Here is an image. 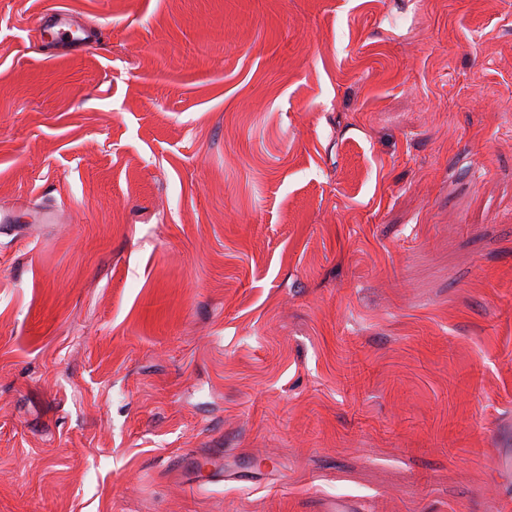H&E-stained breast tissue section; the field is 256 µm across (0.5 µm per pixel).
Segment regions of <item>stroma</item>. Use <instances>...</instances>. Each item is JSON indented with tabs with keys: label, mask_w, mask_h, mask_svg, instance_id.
I'll list each match as a JSON object with an SVG mask.
<instances>
[{
	"label": "stroma",
	"mask_w": 512,
	"mask_h": 512,
	"mask_svg": "<svg viewBox=\"0 0 512 512\" xmlns=\"http://www.w3.org/2000/svg\"><path fill=\"white\" fill-rule=\"evenodd\" d=\"M0 213V512H512V0H0ZM38 29L43 34L50 33L61 53H71L77 50L73 41L78 40L74 36L72 15L66 11L52 10L50 13L38 17Z\"/></svg>",
	"instance_id": "35a3bbf8"
}]
</instances>
